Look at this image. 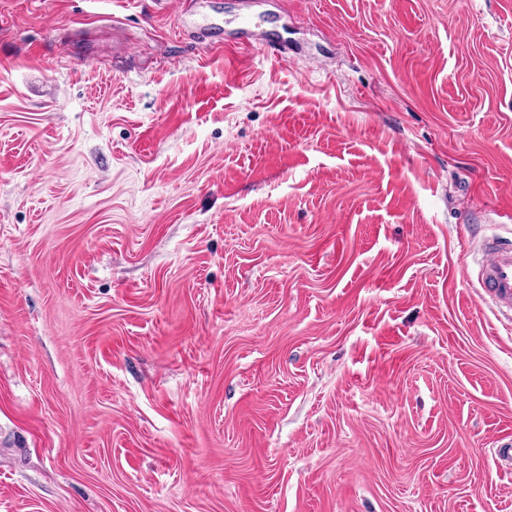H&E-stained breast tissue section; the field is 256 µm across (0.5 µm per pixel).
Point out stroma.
Returning <instances> with one entry per match:
<instances>
[{
	"label": "stroma",
	"mask_w": 512,
	"mask_h": 512,
	"mask_svg": "<svg viewBox=\"0 0 512 512\" xmlns=\"http://www.w3.org/2000/svg\"><path fill=\"white\" fill-rule=\"evenodd\" d=\"M490 232L512 0H0V512H512Z\"/></svg>",
	"instance_id": "obj_1"
}]
</instances>
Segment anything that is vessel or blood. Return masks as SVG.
I'll use <instances>...</instances> for the list:
<instances>
[{
    "label": "vessel or blood",
    "instance_id": "obj_1",
    "mask_svg": "<svg viewBox=\"0 0 512 512\" xmlns=\"http://www.w3.org/2000/svg\"><path fill=\"white\" fill-rule=\"evenodd\" d=\"M476 264L482 297L512 320V241L484 238L477 247Z\"/></svg>",
    "mask_w": 512,
    "mask_h": 512
}]
</instances>
